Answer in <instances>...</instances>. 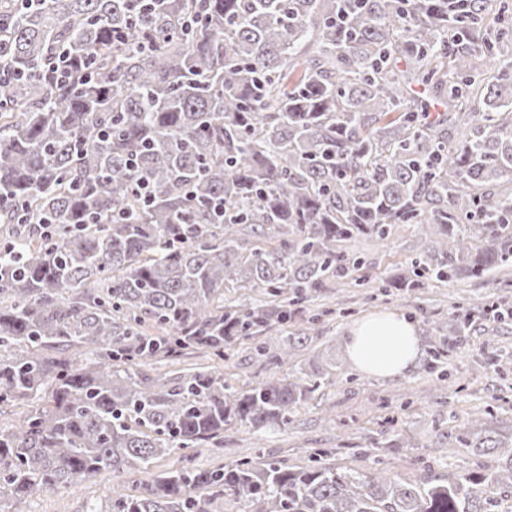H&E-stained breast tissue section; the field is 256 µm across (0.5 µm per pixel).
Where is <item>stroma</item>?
Wrapping results in <instances>:
<instances>
[{"mask_svg":"<svg viewBox=\"0 0 512 512\" xmlns=\"http://www.w3.org/2000/svg\"><path fill=\"white\" fill-rule=\"evenodd\" d=\"M421 229L415 224L395 227L391 243L378 245L358 241L355 248L365 258L362 274L372 279L397 275L415 255ZM512 296V268L493 280H465L451 285L431 281L402 294L372 295L370 289L340 286L316 298L312 306L326 315L298 349L293 361L308 365L339 364L342 374L337 384L316 392L314 399L299 410L284 431L252 435L228 426L224 429V450L196 449L190 462L203 470L224 459L264 454L290 464L298 463L303 448H332L342 465H359L358 452L369 439L391 437L401 429L408 445L385 448L379 454L381 468L401 470L409 475H444L448 470L475 467L471 455L456 452L452 462H444L436 447L454 442L457 423L466 417L493 416L512 421V318L497 322L479 321L456 345L445 361L451 373L448 386L442 387L425 371L433 343L440 331L449 330L455 321L452 304L465 298L467 304ZM395 311L413 319L418 336V354L403 375L373 377L363 375L350 361L345 332L355 322L377 312ZM251 341L237 345L234 357L219 363L218 369L232 383L249 388L275 374V367L261 364L251 352ZM139 473L122 479L101 475L71 491L44 492L19 502L0 503V512H88L89 507H105L117 484L142 481Z\"/></svg>","mask_w":512,"mask_h":512,"instance_id":"1","label":"stroma"}]
</instances>
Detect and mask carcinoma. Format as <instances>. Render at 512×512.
Segmentation results:
<instances>
[{"label":"carcinoma","instance_id":"carcinoma-1","mask_svg":"<svg viewBox=\"0 0 512 512\" xmlns=\"http://www.w3.org/2000/svg\"><path fill=\"white\" fill-rule=\"evenodd\" d=\"M503 183L512 0H0V403H33L0 427V502L287 429L337 366L244 390L143 367L241 340L289 364L324 316L308 303L364 264L346 244L398 224L425 228L382 292L491 276L512 264ZM426 367L448 379L441 347ZM458 439L490 463L384 477L305 448L185 464L104 512H512V425Z\"/></svg>","mask_w":512,"mask_h":512}]
</instances>
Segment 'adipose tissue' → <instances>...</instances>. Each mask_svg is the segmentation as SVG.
Listing matches in <instances>:
<instances>
[{
    "label": "adipose tissue",
    "instance_id": "1",
    "mask_svg": "<svg viewBox=\"0 0 512 512\" xmlns=\"http://www.w3.org/2000/svg\"><path fill=\"white\" fill-rule=\"evenodd\" d=\"M413 323L396 312L371 314L352 325L346 335L347 352L366 374L402 375L417 354Z\"/></svg>",
    "mask_w": 512,
    "mask_h": 512
}]
</instances>
